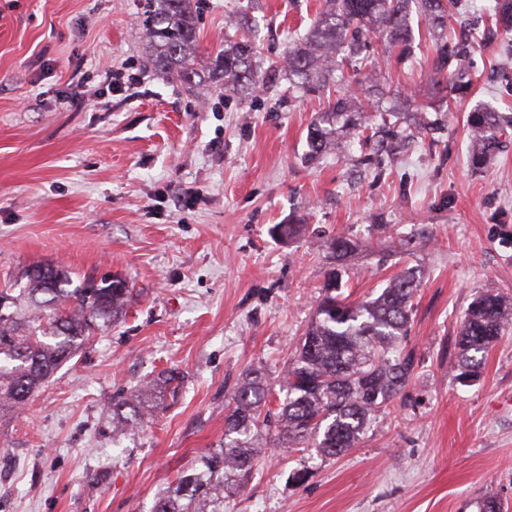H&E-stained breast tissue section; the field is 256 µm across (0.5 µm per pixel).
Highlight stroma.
<instances>
[{"label":"stroma","mask_w":512,"mask_h":512,"mask_svg":"<svg viewBox=\"0 0 512 512\" xmlns=\"http://www.w3.org/2000/svg\"><path fill=\"white\" fill-rule=\"evenodd\" d=\"M319 4L202 0L190 88L149 62L145 0H0V287L52 263L134 288L123 319L0 414V512H150L223 441L243 372L277 383L339 235L358 244L343 277L353 299L416 270L414 376L343 456L262 437L224 512H478L489 496L512 512V331L475 384L451 368L475 295L512 297V144L471 171L472 102L432 98L423 49L388 58L385 76L443 109L444 127L397 153L354 142L307 161L325 94L299 96L276 74L270 90L228 100L207 78L237 18L258 20L268 64ZM476 62L473 102L512 113V40ZM128 65L141 76L130 98L102 81ZM78 79L82 103L66 94ZM297 221L300 239L271 236ZM166 369L184 376L178 397L113 444L112 396Z\"/></svg>","instance_id":"stroma-1"}]
</instances>
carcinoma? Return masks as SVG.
I'll use <instances>...</instances> for the list:
<instances>
[{"label": "carcinoma", "instance_id": "cac0c4a2", "mask_svg": "<svg viewBox=\"0 0 512 512\" xmlns=\"http://www.w3.org/2000/svg\"><path fill=\"white\" fill-rule=\"evenodd\" d=\"M143 25L149 34L154 66L191 86L198 73L188 64L198 47L199 0H148ZM461 0H323L305 36L292 43L280 62L298 90H331L327 106L307 133L312 158L347 136L362 139L382 114L381 100L403 98L380 83L379 56L401 59L415 39L412 15L424 18L425 40L433 54L434 79L461 102L473 92L471 56L476 42L512 36V0H493L477 36L448 35V22ZM383 42L376 51L374 39ZM257 48L251 36L224 45L212 76L224 92L252 95L259 88ZM425 105L408 104L410 124L435 135L443 127L422 115ZM512 117L475 108L467 115L468 159L484 165L503 148L504 125ZM357 244L346 236L328 245L332 266L326 272L315 314L295 344L293 357L278 381L280 397L270 401L271 385L261 369L247 370L224 417V443L202 453L156 498L150 512H224V485L244 487L259 455L262 432L281 445L315 448L337 457L356 447L371 417L410 383L416 366L408 338L412 305L419 285L416 271L392 276L373 299L351 301L341 293L343 261ZM24 282L0 290V411L20 410L97 331L126 314L133 288L121 276L83 280L70 287V273L49 263L28 267ZM512 324V298L486 290L464 312L455 340L453 364L463 385L482 373L485 356ZM183 376L164 370L136 390L135 401L115 396L108 405L112 434L141 425L166 396L176 397Z\"/></svg>", "mask_w": 512, "mask_h": 512}]
</instances>
